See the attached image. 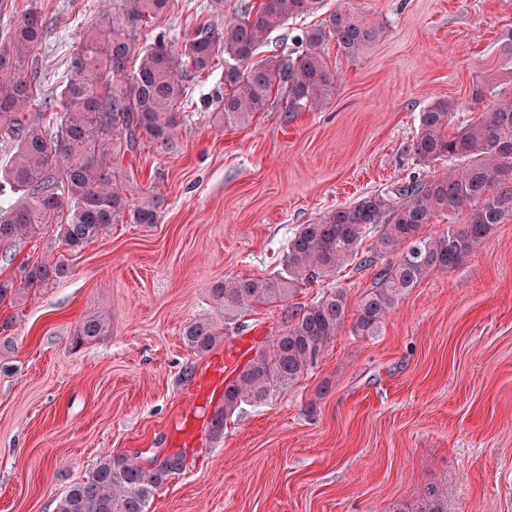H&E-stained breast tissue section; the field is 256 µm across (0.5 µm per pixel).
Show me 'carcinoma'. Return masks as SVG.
<instances>
[{"mask_svg": "<svg viewBox=\"0 0 512 512\" xmlns=\"http://www.w3.org/2000/svg\"><path fill=\"white\" fill-rule=\"evenodd\" d=\"M174 0H117L112 21L99 20L79 33L56 112H27L37 92L36 50L48 33L40 12L12 17L0 47V144L12 149L0 168V193L19 197L0 209V246L46 238L80 249L129 214L135 224H154L155 200L130 203L115 180V161L142 141L160 153L179 145L190 88L187 71L198 76L224 67V93L213 111L226 126L248 123L259 112L285 104L287 112L316 109L333 87L319 51L336 41L349 59L375 45L382 27L349 8L334 11L325 23L302 32L292 50L258 55L267 36L286 21L315 15L324 0H238L225 14V0H209V10L224 16V28L203 24L182 43L166 31L153 32ZM149 28L145 40L141 30ZM133 69H128V66ZM472 97L489 102L477 118L457 123L456 104L438 100L421 113L409 151L416 161H448V172L411 181L392 192L374 193L336 209L315 224H303L288 241L283 272L269 277L231 276L215 283L211 300L218 317L198 320L183 331L197 356L242 327L244 313L282 303L301 286L329 279L359 258L374 257L362 244L376 230L373 252H400L379 271L375 286L357 308L352 331L370 335L405 290L431 272L448 270L485 242L493 227L512 217V88L504 92L476 83ZM65 218H60L62 210ZM462 216L435 238L420 235L439 213ZM24 283L0 278V305L15 304L21 288H41L66 277V265L44 259L23 266ZM343 292L329 291L309 306H294L287 328L255 354L225 384L224 398L209 420V438H224V425L241 405L263 404L296 386L347 323ZM110 319L98 312L83 318L76 342L91 343L108 333ZM186 468L180 454L156 457L144 467L138 458L105 456L58 499L56 512H149L157 491ZM446 493L431 486L420 495L417 512H447Z\"/></svg>", "mask_w": 512, "mask_h": 512, "instance_id": "1", "label": "carcinoma"}]
</instances>
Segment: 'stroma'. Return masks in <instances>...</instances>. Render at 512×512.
Instances as JSON below:
<instances>
[{
  "label": "stroma",
  "instance_id": "1",
  "mask_svg": "<svg viewBox=\"0 0 512 512\" xmlns=\"http://www.w3.org/2000/svg\"><path fill=\"white\" fill-rule=\"evenodd\" d=\"M349 5L383 35L353 60L322 47L334 86L321 109L227 127L210 108L223 71L191 81L179 151L146 142L118 164L125 197L157 201L156 223L123 218L81 250L56 248L67 276L0 306V512H55L105 456L179 452L187 469L150 512H414L431 485L447 490V512H512V218L459 267L404 292L376 333L344 328L293 389L242 405L221 442L207 436L225 379L284 329L286 307H257L199 357L182 333L214 316V283L269 275L299 225L445 172L408 151L421 113L445 99L467 121L483 111L474 82L512 85L501 50L512 0ZM111 7L7 0L0 19L33 8L49 24L32 111L58 98L76 34ZM203 23L224 20L206 0H176L159 26L179 40ZM396 258L347 264L288 305L337 289L357 307ZM94 312L110 316L108 334L75 343Z\"/></svg>",
  "mask_w": 512,
  "mask_h": 512
}]
</instances>
